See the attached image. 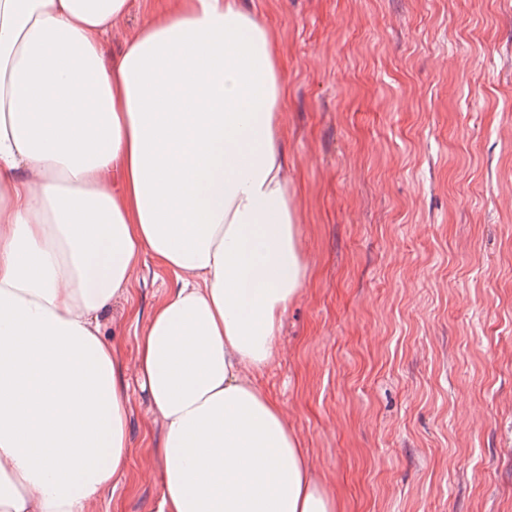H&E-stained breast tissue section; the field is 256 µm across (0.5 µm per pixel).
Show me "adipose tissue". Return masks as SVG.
Wrapping results in <instances>:
<instances>
[{
    "mask_svg": "<svg viewBox=\"0 0 512 512\" xmlns=\"http://www.w3.org/2000/svg\"><path fill=\"white\" fill-rule=\"evenodd\" d=\"M0 0V512H94L129 456L100 316L151 255L179 280L136 344L157 512H336L256 383L306 265L275 39L242 0ZM151 2V0H130L131 8L127 16L112 26V34L107 46L110 55L119 52L128 36L141 26L148 4Z\"/></svg>",
    "mask_w": 512,
    "mask_h": 512,
    "instance_id": "ef3b65f1",
    "label": "adipose tissue"
}]
</instances>
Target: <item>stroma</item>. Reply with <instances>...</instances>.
Wrapping results in <instances>:
<instances>
[{"instance_id":"35a3bbf8","label":"stroma","mask_w":512,"mask_h":512,"mask_svg":"<svg viewBox=\"0 0 512 512\" xmlns=\"http://www.w3.org/2000/svg\"><path fill=\"white\" fill-rule=\"evenodd\" d=\"M275 36L307 265L257 379L337 512H512V0H248ZM178 283L143 256L102 331L126 475L157 512L136 336Z\"/></svg>"}]
</instances>
